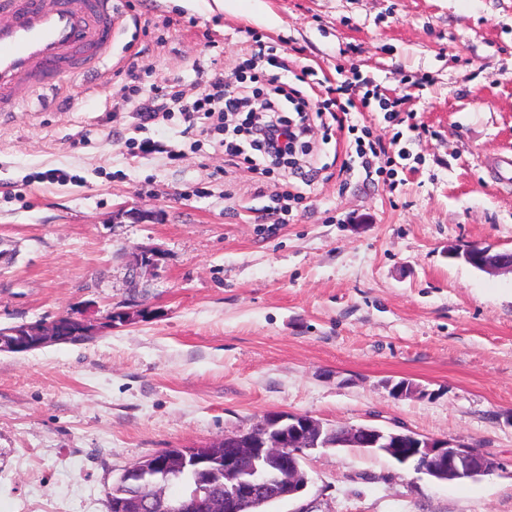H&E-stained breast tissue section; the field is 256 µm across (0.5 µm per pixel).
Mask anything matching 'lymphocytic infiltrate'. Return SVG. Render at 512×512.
Instances as JSON below:
<instances>
[{
	"label": "lymphocytic infiltrate",
	"mask_w": 512,
	"mask_h": 512,
	"mask_svg": "<svg viewBox=\"0 0 512 512\" xmlns=\"http://www.w3.org/2000/svg\"><path fill=\"white\" fill-rule=\"evenodd\" d=\"M209 94L191 98L185 91L138 97L137 88L124 85V97H138L136 114L147 126L168 119L171 112L185 118L203 113L211 119L214 130L227 137L226 154L231 164L243 163L254 172L268 175L281 169L308 178L309 173L297 161V154H308L329 108L342 114L380 112L385 119L396 120L400 114L397 102L384 97L375 81L351 74L337 84L332 100L322 101L283 82L280 75L268 78L265 86L247 83L232 85L224 73L212 69Z\"/></svg>",
	"instance_id": "f902f5d3"
}]
</instances>
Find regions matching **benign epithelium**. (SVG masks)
I'll return each instance as SVG.
<instances>
[{
  "mask_svg": "<svg viewBox=\"0 0 512 512\" xmlns=\"http://www.w3.org/2000/svg\"><path fill=\"white\" fill-rule=\"evenodd\" d=\"M466 263L491 273L511 272L512 263L491 245L472 244L457 252ZM162 253L156 248L137 249L127 256L132 272L131 291L139 287L137 277L158 267ZM84 328L83 335L95 336L104 325H112V314L100 319L86 314L73 317ZM324 432L321 421L307 415L280 412L264 416L258 433L241 431L217 440L213 447L231 445L233 450L224 455L192 454L186 450L171 449L153 456L145 464L128 467L122 480L130 485L148 487L167 481L192 464L200 472L214 469L224 471V504L238 503L257 506L299 497L306 489L308 479L301 468L304 451L326 448L318 443ZM351 437L373 451H380L401 465L435 477L467 478L478 472H493L498 466L485 464L479 451L455 444L446 439L421 437L413 432L384 431L376 427L357 426Z\"/></svg>",
  "mask_w": 512,
  "mask_h": 512,
  "instance_id": "1",
  "label": "benign epithelium"
}]
</instances>
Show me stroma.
Instances as JSON below:
<instances>
[{
	"label": "stroma",
	"instance_id": "obj_1",
	"mask_svg": "<svg viewBox=\"0 0 512 512\" xmlns=\"http://www.w3.org/2000/svg\"><path fill=\"white\" fill-rule=\"evenodd\" d=\"M100 80L74 73L0 122V327L103 317L128 296L125 256L162 253L150 310L76 343L0 352V512H108L133 463L201 447L269 412L447 439L496 458L437 482L383 454L318 448L309 483L269 512H512V273L449 258L512 251V0H238L209 12L122 0ZM317 71H356L414 116L366 117L390 153L389 190L339 168L353 132L318 142L310 183L225 165L217 134L181 116L140 130L121 98L234 82L250 36ZM152 140V152L131 141ZM302 192L284 221V191ZM155 212L137 223L129 210ZM409 381L415 392L397 395Z\"/></svg>",
	"mask_w": 512,
	"mask_h": 512
}]
</instances>
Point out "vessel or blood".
Here are the masks:
<instances>
[{
  "instance_id": "b4317fda",
  "label": "vessel or blood",
  "mask_w": 512,
  "mask_h": 512,
  "mask_svg": "<svg viewBox=\"0 0 512 512\" xmlns=\"http://www.w3.org/2000/svg\"><path fill=\"white\" fill-rule=\"evenodd\" d=\"M121 18L117 0H0V112L68 74H98Z\"/></svg>"
}]
</instances>
